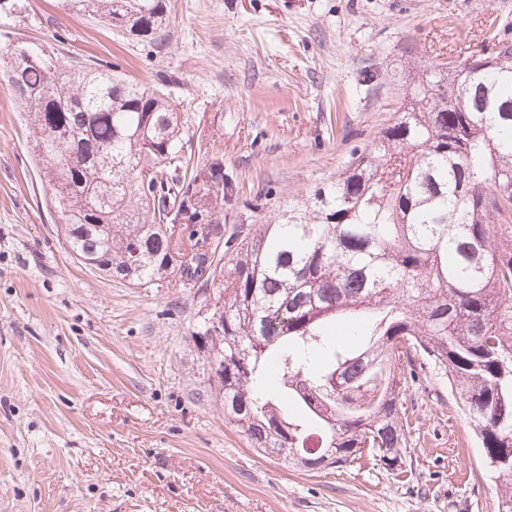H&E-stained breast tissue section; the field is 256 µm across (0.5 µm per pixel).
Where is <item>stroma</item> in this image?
Here are the masks:
<instances>
[{"mask_svg": "<svg viewBox=\"0 0 512 512\" xmlns=\"http://www.w3.org/2000/svg\"><path fill=\"white\" fill-rule=\"evenodd\" d=\"M0 50L45 43L170 94L224 152V227L264 224L393 123L423 70L491 52L512 0H171L152 52L62 0H21ZM0 87V512H498L500 481L446 384L403 402L402 472L367 456L306 472L224 419L194 336L200 288L80 264Z\"/></svg>", "mask_w": 512, "mask_h": 512, "instance_id": "obj_1", "label": "stroma"}]
</instances>
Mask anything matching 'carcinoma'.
I'll list each match as a JSON object with an SVG mask.
<instances>
[{
  "instance_id": "carcinoma-1",
  "label": "carcinoma",
  "mask_w": 512,
  "mask_h": 512,
  "mask_svg": "<svg viewBox=\"0 0 512 512\" xmlns=\"http://www.w3.org/2000/svg\"><path fill=\"white\" fill-rule=\"evenodd\" d=\"M119 36L163 47L169 0H65ZM489 61L435 66L338 178L246 229L226 271L194 254L196 223H224V154L186 151L188 116L112 68L37 44L0 54V83L30 113L49 202L81 264L159 288L213 290L224 326L197 335L224 359V418L261 454L308 470L366 448L404 464L402 398L416 370L458 396L486 465L509 458L512 512V41ZM186 222L187 234L165 225ZM344 324L355 341L341 345Z\"/></svg>"
}]
</instances>
